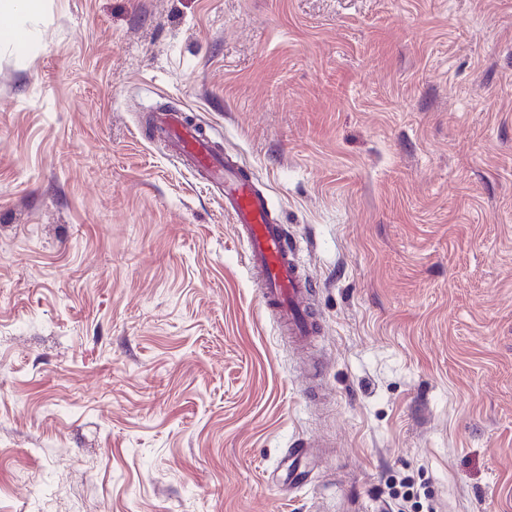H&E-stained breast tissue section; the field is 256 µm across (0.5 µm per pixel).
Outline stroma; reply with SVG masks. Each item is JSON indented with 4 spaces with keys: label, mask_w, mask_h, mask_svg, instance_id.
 Wrapping results in <instances>:
<instances>
[{
    "label": "stroma",
    "mask_w": 512,
    "mask_h": 512,
    "mask_svg": "<svg viewBox=\"0 0 512 512\" xmlns=\"http://www.w3.org/2000/svg\"><path fill=\"white\" fill-rule=\"evenodd\" d=\"M0 512H512V0L0 14ZM185 111L287 224L261 303ZM300 487L281 468L299 442ZM154 125L160 137L173 141L177 159L219 184L224 210L246 246L247 264L264 305L291 342L306 345L317 333L310 303L312 285L301 274L284 225L273 214L267 196L240 166L213 150L184 112H159Z\"/></svg>",
    "instance_id": "1"
}]
</instances>
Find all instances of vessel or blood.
Here are the masks:
<instances>
[{
	"mask_svg": "<svg viewBox=\"0 0 512 512\" xmlns=\"http://www.w3.org/2000/svg\"><path fill=\"white\" fill-rule=\"evenodd\" d=\"M154 125L160 137L172 140L177 159L217 184L224 209L246 246L247 264L264 305L291 342L306 345L317 332L310 303L312 285L301 274L285 228L273 214L267 196L240 166L214 151L185 113H158Z\"/></svg>",
	"mask_w": 512,
	"mask_h": 512,
	"instance_id": "vessel-or-blood-1",
	"label": "vessel or blood"
}]
</instances>
